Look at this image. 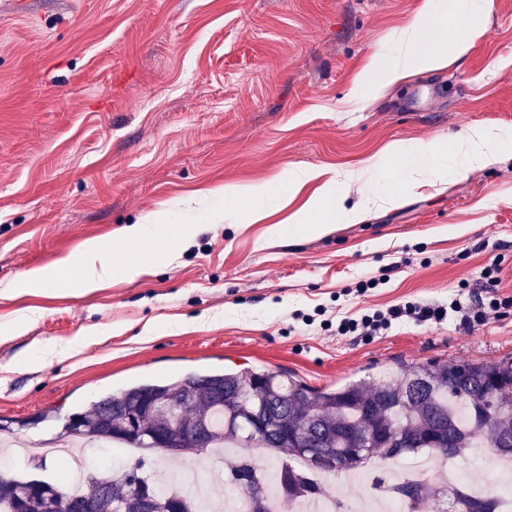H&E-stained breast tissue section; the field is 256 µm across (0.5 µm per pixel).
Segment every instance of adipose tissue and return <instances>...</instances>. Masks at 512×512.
Wrapping results in <instances>:
<instances>
[{
  "mask_svg": "<svg viewBox=\"0 0 512 512\" xmlns=\"http://www.w3.org/2000/svg\"><path fill=\"white\" fill-rule=\"evenodd\" d=\"M487 0H424L417 19L393 34L392 50L377 55L360 76L356 88L380 92L411 73L446 68L450 58L464 54L480 37V21ZM512 147L497 133L483 127L471 129L451 144L439 141H394L387 144L371 163L379 177L392 167L401 170L399 189L381 188L367 205L344 208L336 179L327 180L318 196L288 217L289 235L302 238L320 235L336 223L361 222L368 211L394 206L403 192L422 185L425 179L438 182L498 161Z\"/></svg>",
  "mask_w": 512,
  "mask_h": 512,
  "instance_id": "ef3b65f1",
  "label": "adipose tissue"
}]
</instances>
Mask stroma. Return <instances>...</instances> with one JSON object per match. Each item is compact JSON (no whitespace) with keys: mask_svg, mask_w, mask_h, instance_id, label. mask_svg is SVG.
Listing matches in <instances>:
<instances>
[{"mask_svg":"<svg viewBox=\"0 0 512 512\" xmlns=\"http://www.w3.org/2000/svg\"><path fill=\"white\" fill-rule=\"evenodd\" d=\"M422 3L0 0L1 437H58L91 400L196 370H285L326 387L370 384L403 363L512 360V306L471 328L455 317L377 336L320 327L409 300L512 298V153L325 235L276 233L286 213L273 211L205 225L175 261L91 293L14 290L26 270L195 192L273 191L305 166L359 172L345 187L352 205L390 142H448L473 127L512 140V0H489L481 37L448 68L354 98L359 73ZM435 80L433 110L396 109L407 86ZM494 261L493 293L480 272ZM368 277L376 287L357 292ZM26 308L38 317L11 331ZM41 342L53 354L23 366ZM367 468L325 478L338 512L378 494L390 468Z\"/></svg>","mask_w":512,"mask_h":512,"instance_id":"obj_1","label":"stroma"}]
</instances>
